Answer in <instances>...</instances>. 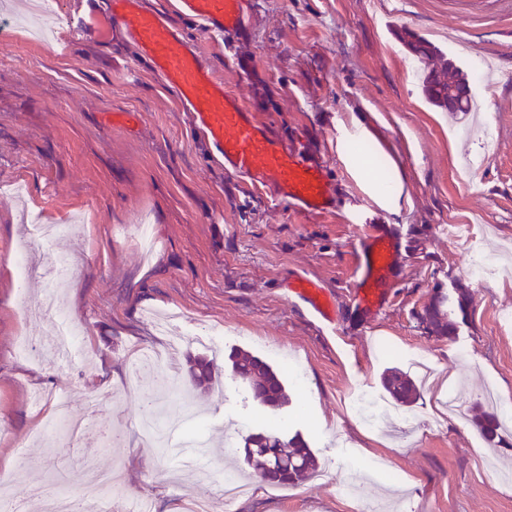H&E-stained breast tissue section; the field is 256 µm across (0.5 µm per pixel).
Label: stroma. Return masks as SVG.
I'll return each mask as SVG.
<instances>
[{
  "label": "stroma",
  "mask_w": 512,
  "mask_h": 512,
  "mask_svg": "<svg viewBox=\"0 0 512 512\" xmlns=\"http://www.w3.org/2000/svg\"><path fill=\"white\" fill-rule=\"evenodd\" d=\"M146 2L198 43L225 88L274 135L304 142L325 166L336 210L298 212L226 174L176 94L119 33L93 27L65 52L31 38L32 14L0 12L13 32L0 45V483L21 497L23 512H43L34 488L59 486L61 468L89 460L116 471L128 494L152 499L155 512H188L202 495L207 512H226L219 483L203 482L202 470L236 466L248 491L233 512H354L355 502L396 498L405 512H512V482L483 466L492 457L511 469L512 448L492 447L472 422L486 391L512 395V328L496 322L512 312V273L475 283L467 251L443 232L469 224L485 252L512 250V0H249L247 31L231 50L173 11V0ZM408 32L462 68L493 61L498 81L481 101L476 136L451 129L426 99ZM356 118L380 133L372 155L398 156L412 202L401 213L382 209L340 157L341 131ZM486 148L487 163L462 168L461 153ZM25 206L51 224L82 222L51 247L30 244ZM368 216L404 245L388 303L371 318L354 289ZM141 224L152 231L148 254ZM25 245L36 269L23 281L16 258ZM48 251L74 262L57 300L80 328L83 355L64 366L49 324L25 317L47 290L37 266ZM298 277L333 296L335 331L288 294ZM458 282L473 296L468 324L448 339L426 337L416 312L435 288ZM416 347L431 352V374L399 411L380 378L389 367L412 370L406 352ZM147 349L167 353V373L141 384L130 365ZM239 349L281 371L286 409L265 410L232 381L228 355ZM194 356L221 369L212 389L189 388ZM357 385L381 405L379 427L352 405ZM59 392L76 409L99 397V425L120 434L115 448L93 436L73 447L33 440ZM150 393L178 424L176 441L207 439L193 463L138 433ZM452 394L464 412L451 419ZM277 421L313 449L321 480L274 489L240 462L243 437ZM353 467L369 482L351 500L338 488Z\"/></svg>",
  "instance_id": "1"
}]
</instances>
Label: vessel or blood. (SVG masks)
Here are the masks:
<instances>
[{"label": "vessel or blood", "instance_id": "b4317fda", "mask_svg": "<svg viewBox=\"0 0 512 512\" xmlns=\"http://www.w3.org/2000/svg\"><path fill=\"white\" fill-rule=\"evenodd\" d=\"M175 10L214 39L235 35L245 25L246 0H174ZM97 22L120 31L149 60L156 75L173 89L194 126L207 137L224 170L252 185L270 187L274 199L306 213H330L336 194L322 162L308 159L295 145L271 134L239 96L227 92L203 59L200 48L144 0H103ZM363 259L356 298L363 313L380 311L392 271L402 252L400 238L385 225H373L361 239ZM303 280L293 295L319 318L333 321L320 294Z\"/></svg>", "mask_w": 512, "mask_h": 512}]
</instances>
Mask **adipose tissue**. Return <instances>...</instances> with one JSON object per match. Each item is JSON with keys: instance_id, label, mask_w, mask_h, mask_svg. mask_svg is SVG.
Listing matches in <instances>:
<instances>
[{"instance_id": "ef3b65f1", "label": "adipose tissue", "mask_w": 512, "mask_h": 512, "mask_svg": "<svg viewBox=\"0 0 512 512\" xmlns=\"http://www.w3.org/2000/svg\"><path fill=\"white\" fill-rule=\"evenodd\" d=\"M371 133L362 122H354L350 131L344 132L339 140V152L351 163V170L360 179L368 195L388 212H400L409 199L404 193V185L394 161H387L381 176H374L370 162L360 160L354 154V144L370 139Z\"/></svg>"}]
</instances>
